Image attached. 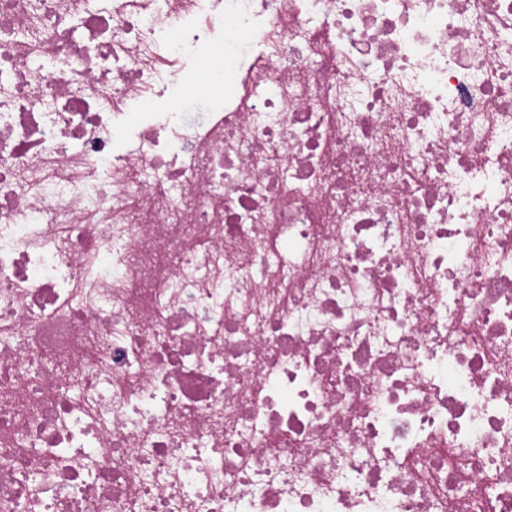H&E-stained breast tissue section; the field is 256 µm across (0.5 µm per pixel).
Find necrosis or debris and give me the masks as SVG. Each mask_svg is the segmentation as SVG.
Listing matches in <instances>:
<instances>
[{"mask_svg": "<svg viewBox=\"0 0 512 512\" xmlns=\"http://www.w3.org/2000/svg\"><path fill=\"white\" fill-rule=\"evenodd\" d=\"M0 512H512V0H0Z\"/></svg>", "mask_w": 512, "mask_h": 512, "instance_id": "4bbe7bcc", "label": "necrosis or debris"}]
</instances>
